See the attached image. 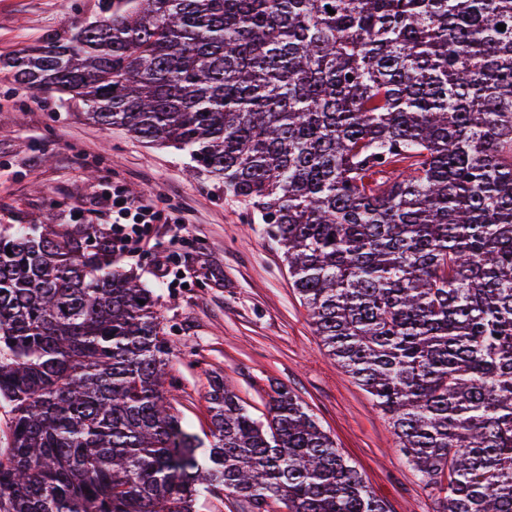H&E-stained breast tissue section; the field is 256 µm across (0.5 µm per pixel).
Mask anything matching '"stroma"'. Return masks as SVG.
Here are the masks:
<instances>
[{
	"label": "stroma",
	"instance_id": "35a3bbf8",
	"mask_svg": "<svg viewBox=\"0 0 512 512\" xmlns=\"http://www.w3.org/2000/svg\"><path fill=\"white\" fill-rule=\"evenodd\" d=\"M97 11L98 0H0V56ZM106 183L150 195L195 236L182 256L188 287H167L153 275L156 254L170 247L165 225L154 226L138 256L117 262L157 299L171 344L172 403L185 429L209 441L213 376H223L258 417L267 413L273 388L284 385L388 512H435L387 416L315 335L281 251L250 210L221 181L195 171L187 153L103 129L78 104L33 98L0 73V225L63 217L111 228L112 213L99 202Z\"/></svg>",
	"mask_w": 512,
	"mask_h": 512
}]
</instances>
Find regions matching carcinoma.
Returning <instances> with one entry per match:
<instances>
[{"instance_id": "1", "label": "carcinoma", "mask_w": 512, "mask_h": 512, "mask_svg": "<svg viewBox=\"0 0 512 512\" xmlns=\"http://www.w3.org/2000/svg\"><path fill=\"white\" fill-rule=\"evenodd\" d=\"M102 2L0 71L223 181L441 512H512V0ZM169 353L105 232L0 233V512H387L285 387L199 460ZM246 506L245 502L232 495L224 496L223 504L220 498L206 494L200 498L197 510L198 512H247Z\"/></svg>"}]
</instances>
